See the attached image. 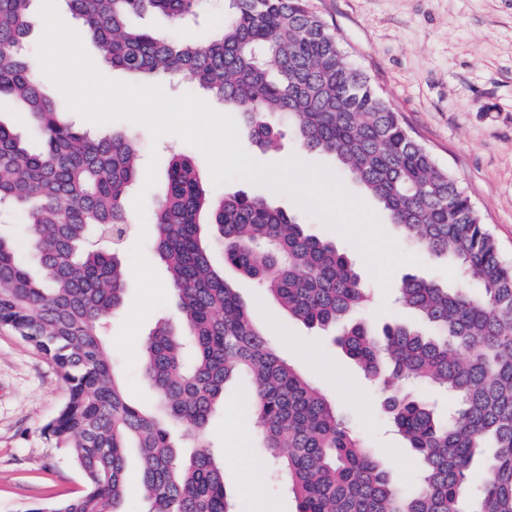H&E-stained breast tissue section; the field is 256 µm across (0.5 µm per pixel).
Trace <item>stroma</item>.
Instances as JSON below:
<instances>
[{"label": "stroma", "instance_id": "1", "mask_svg": "<svg viewBox=\"0 0 512 512\" xmlns=\"http://www.w3.org/2000/svg\"><path fill=\"white\" fill-rule=\"evenodd\" d=\"M309 5L335 30L352 61L400 113L406 128L470 196L503 256L512 262V0H309ZM224 6V0H211L204 11L179 23L160 13L134 14L129 22L161 34L204 40L222 23ZM72 119L78 128L92 132L129 133L140 147L144 176L126 198L135 231L119 251L128 273L124 303L102 328L114 369L134 402L153 396L142 360L149 331L158 320L174 322L179 316L175 292L154 249L151 222L175 154L192 157L203 184L213 193L243 191L264 197L295 215L309 233L336 244L373 294L371 304L360 312L372 324L392 320L418 324L417 315L396 300L393 286L403 276L442 281L454 277L445 263L426 256L421 264L397 268L392 288L382 289L358 248L290 196L246 180L214 184L202 151L179 136L156 138L145 125L125 119L102 125L77 113ZM239 140L261 163L295 157L331 170L336 167L331 157L302 150L288 130L274 150L258 148L244 133ZM211 260L223 269L225 280L280 356L371 442L395 484L413 490L414 456L383 413L379 387L344 356L330 336L289 317L252 280L226 265L222 248L212 250ZM251 393V383L244 376L228 386L224 410L212 419L205 442L220 458L230 448L244 452L247 470L224 469V487L235 512H297L286 478L262 446L249 410ZM67 394L56 369L11 329L0 326V512H22L32 503L82 493L80 471L42 434Z\"/></svg>", "mask_w": 512, "mask_h": 512}]
</instances>
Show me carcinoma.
I'll use <instances>...</instances> for the list:
<instances>
[{
	"instance_id": "carcinoma-1",
	"label": "carcinoma",
	"mask_w": 512,
	"mask_h": 512,
	"mask_svg": "<svg viewBox=\"0 0 512 512\" xmlns=\"http://www.w3.org/2000/svg\"><path fill=\"white\" fill-rule=\"evenodd\" d=\"M31 0H0V99L24 106L44 147L30 152L0 123V211L22 212L41 276L0 230V326L40 352L69 395L44 427L82 472L86 488L27 512H123L125 471L137 450L147 512H234L224 464L204 443L226 383L250 377L263 447L281 466L298 512H512V264L469 197L399 114L355 68L307 0H228L224 30L197 43L128 24L161 12L176 21L209 0H66L99 59L129 74L177 76L239 113L261 147L288 119L300 146L333 157L387 211L402 237L444 259L449 288L406 276L398 299L431 333L399 324L376 334L351 315L369 293L336 245L263 197H216L192 159L172 157L152 215L155 251L184 320L177 334L156 324L144 344V375L157 398L145 409L127 396L102 326L120 309L126 273L113 247L129 229L124 201L139 179L136 140L90 134L59 112L22 51ZM224 262L254 280L293 319L338 331L333 342L382 380L384 409L418 457L416 488L394 486L370 445L252 321ZM426 385L456 398L438 418ZM197 451L185 457L180 449ZM481 457L483 479L472 484Z\"/></svg>"
}]
</instances>
